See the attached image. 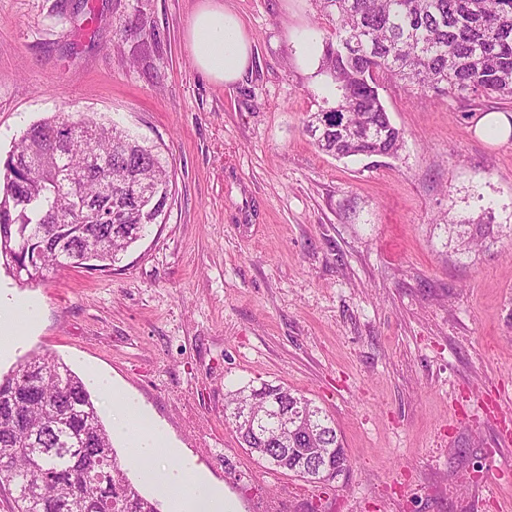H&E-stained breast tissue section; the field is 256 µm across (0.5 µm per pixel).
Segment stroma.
Wrapping results in <instances>:
<instances>
[{
  "instance_id": "35a3bbf8",
  "label": "stroma",
  "mask_w": 512,
  "mask_h": 512,
  "mask_svg": "<svg viewBox=\"0 0 512 512\" xmlns=\"http://www.w3.org/2000/svg\"><path fill=\"white\" fill-rule=\"evenodd\" d=\"M0 0V156L79 111L160 147L163 223L109 272L69 268L0 293L34 305L24 353L56 355L104 423L99 373L193 457L239 512H512V244L461 255L445 226L512 224V100L426 96L381 80L393 157L339 159L306 132L331 94L309 41L314 0H223L251 43L244 77L193 63L202 0ZM283 384L332 418L350 468L330 486L259 464L224 419L228 391Z\"/></svg>"
}]
</instances>
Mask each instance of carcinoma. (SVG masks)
Segmentation results:
<instances>
[{"instance_id":"1","label":"carcinoma","mask_w":512,"mask_h":512,"mask_svg":"<svg viewBox=\"0 0 512 512\" xmlns=\"http://www.w3.org/2000/svg\"><path fill=\"white\" fill-rule=\"evenodd\" d=\"M334 22L321 70L336 107L306 131L338 158L393 156L404 133L379 94V76L422 92L512 99V0H317ZM100 162H87L88 142ZM147 182L132 196L130 186ZM172 175L160 154L116 125L58 112L32 124L0 161V258L23 284L66 267L108 271L165 220ZM491 225H447L469 253ZM307 412L298 417L294 409ZM224 416L240 447L264 448L268 468L299 475L298 448H326L312 483L328 485L348 459L328 414L303 394L263 383L229 392ZM0 487L16 512H158L117 460L84 380L62 360L30 353L0 376Z\"/></svg>"}]
</instances>
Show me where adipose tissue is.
Masks as SVG:
<instances>
[{
  "label": "adipose tissue",
  "instance_id": "adipose-tissue-1",
  "mask_svg": "<svg viewBox=\"0 0 512 512\" xmlns=\"http://www.w3.org/2000/svg\"><path fill=\"white\" fill-rule=\"evenodd\" d=\"M188 49L201 72L218 84L239 80L250 64L249 42L240 18L222 0H206L192 16ZM32 310L0 298V358L14 354L34 323ZM98 384L104 398L119 407L112 416V434L126 443L130 460L148 474V483L169 504V512H238L236 503L211 486L195 460L180 455L166 435L144 419L140 405L116 390L107 379ZM173 458L159 467L155 458Z\"/></svg>",
  "mask_w": 512,
  "mask_h": 512
}]
</instances>
